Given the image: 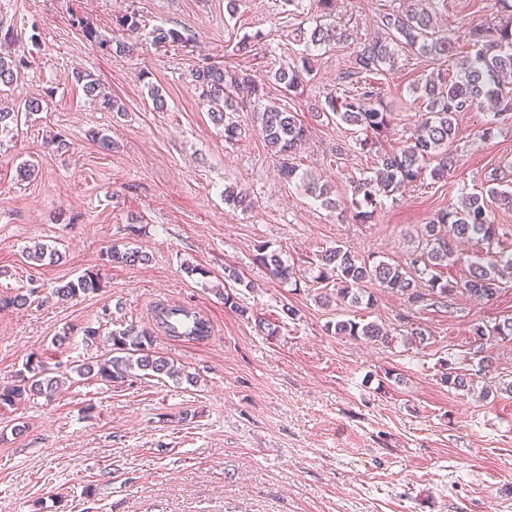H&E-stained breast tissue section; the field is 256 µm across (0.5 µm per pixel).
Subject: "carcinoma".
<instances>
[{
	"instance_id": "1",
	"label": "carcinoma",
	"mask_w": 512,
	"mask_h": 512,
	"mask_svg": "<svg viewBox=\"0 0 512 512\" xmlns=\"http://www.w3.org/2000/svg\"><path fill=\"white\" fill-rule=\"evenodd\" d=\"M490 16L469 28L465 35L471 51L458 57L452 69L437 70L416 86L426 112L410 142L399 150L378 156L373 174L351 181L349 200L352 218L365 222L370 219L385 197H390L416 181L422 172H429L435 182L445 181L454 168V156L448 150L456 134L455 117L461 112L479 110L489 105L496 113L512 112V0H490ZM320 18L315 25L299 30L304 42L301 65L280 67L271 78L288 92L303 86L304 76L315 69V52L348 41L346 31L331 21L336 11V0H317ZM382 34L353 44L350 65L342 72L341 95L325 98L320 114L340 122L360 127L365 131L382 133L390 125L389 113L378 104L379 92L374 76L395 66L401 50H411L432 60L448 59L453 46L448 36L437 28L435 12L428 0H416L404 11L386 13L380 18ZM152 44L161 49L187 46L197 37L186 29L157 25L151 31ZM29 66V57L15 51L0 56V96L11 90ZM192 80L199 91L202 105L208 107L215 122L223 125L224 141L239 138L240 127L233 113L246 105H253L266 146L280 159L279 173L288 184H301L315 200L328 209L336 210L340 201L331 197L332 187L319 181L294 162L295 150L307 137V128L297 113L275 103H263L267 92L246 70L229 72L224 68L203 64L193 69ZM21 112L0 107V143L12 132L10 125H18ZM224 201L235 209L247 210L253 206L249 194L242 190L224 191ZM512 209V188H489L484 194L473 193L460 205L441 211L436 219L425 225V242L410 254L407 266L380 260L372 264L361 260L351 251L336 247L321 255L318 279L336 282V297L357 306L371 304L372 296L365 290L373 281L395 290L407 298L412 306H434L459 291L477 298L491 299L498 290V278L512 271V251L502 247L500 225L490 218L492 206ZM476 240L485 250L470 258L468 274L450 280L444 275L448 260L453 256L457 241ZM110 262L144 263L148 256L139 250L105 252ZM27 260L43 265L59 259L56 250L40 245L26 252ZM254 262L269 276L281 283L295 275V269L282 257V252L263 244L258 246ZM100 288L99 274L89 270L73 280L58 285L54 294L77 300ZM37 289L0 299V307L23 308L34 303ZM158 327L173 338L200 341L209 336V322L199 313L185 306H155ZM80 331L85 340L99 339L91 326L79 329L71 326L55 338L61 348L69 335ZM338 336L362 338L381 344L392 343L394 336L374 321L361 323L351 319L335 324ZM474 340L480 342L490 336H511L512 321L493 326H477ZM110 354L104 359L86 362L70 371L78 376L96 378L108 383H122L137 372L153 376L181 379V369L168 358L150 349L152 334L145 328L130 325L109 333L106 337ZM441 381L448 387L465 391L471 389L474 379L456 371L448 362L441 364ZM60 388V378L49 375L44 361L32 355L19 372L16 383L0 388V406H14L31 396L52 397Z\"/></svg>"
}]
</instances>
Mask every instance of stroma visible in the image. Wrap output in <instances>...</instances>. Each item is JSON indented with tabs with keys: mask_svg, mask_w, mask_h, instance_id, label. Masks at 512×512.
Wrapping results in <instances>:
<instances>
[{
	"mask_svg": "<svg viewBox=\"0 0 512 512\" xmlns=\"http://www.w3.org/2000/svg\"><path fill=\"white\" fill-rule=\"evenodd\" d=\"M0 0V20L12 25L31 65L8 105L37 99L39 110L0 146V298L35 288L22 309L0 310V386L12 384L27 357L47 365L84 363L103 344L72 335V325L100 335L129 325L152 328L158 304L207 314L210 337L185 342L154 330L152 351L190 374V381L139 376L105 384L75 378L50 398L34 396L0 408V512H512V336L476 349L472 330L512 318V278L492 299L452 293L444 305H409L404 296L370 285L374 304L318 297L334 285L317 278L325 250L342 246L359 258L405 264L424 224L462 197L486 191L491 173L512 185V114L460 113L450 146L456 164L448 180L424 179L383 199L371 219L321 206L302 185L279 176L252 108L236 112L238 141L224 133L199 101L191 71L205 62L248 70L269 99L297 112L309 132L295 162L350 195L351 179L370 173L377 152L399 148L425 110L412 89L439 61L402 52L377 76L391 114L376 152L361 150L365 131L316 117L326 96L339 93L349 65L347 43L319 55L315 76L298 93L270 81L302 50L299 28L317 17L314 0L294 16L285 0ZM407 0H336L335 20L352 38H371L379 18ZM481 0H438L441 28L459 49ZM136 13L140 38L132 53L108 45L122 36L116 20ZM88 22L96 40L79 27ZM188 27L194 45L156 50L154 26ZM256 36L251 53L236 51ZM90 73L123 113L101 108L73 79ZM151 74L165 105L153 109L140 72ZM491 138L482 139L487 121ZM107 135L100 148L93 132ZM68 143L48 153L54 136ZM38 165L20 180L23 161ZM247 190L254 205L224 202V190ZM137 233H130V226ZM270 244L294 266L298 283L272 280L253 261ZM44 244L61 259L30 265L25 248ZM139 249L150 260L115 264L106 250ZM201 274H186V266ZM244 285L233 288L253 312L246 320L225 307V266ZM98 270L101 287L77 300L53 286ZM295 308L288 319L284 307ZM280 324L276 336L254 319ZM374 321L397 334L391 345L336 335V321ZM424 344L400 341L410 328ZM489 371H481L482 357ZM476 376L471 391L440 381L442 361ZM27 431L16 435L15 424Z\"/></svg>",
	"mask_w": 512,
	"mask_h": 512,
	"instance_id": "obj_1",
	"label": "stroma"
}]
</instances>
